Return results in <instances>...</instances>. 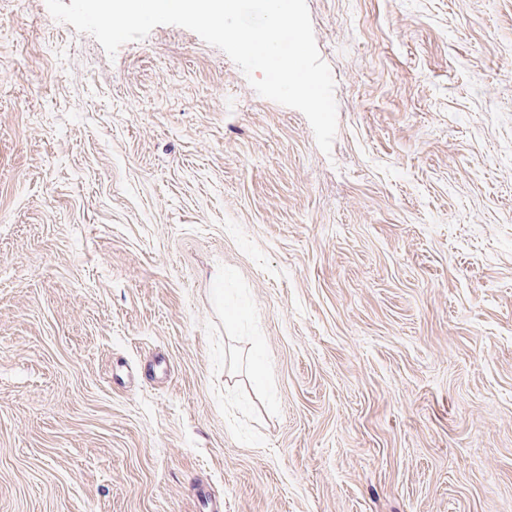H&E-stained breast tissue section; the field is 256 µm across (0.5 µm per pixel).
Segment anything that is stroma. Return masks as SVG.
Returning a JSON list of instances; mask_svg holds the SVG:
<instances>
[{
  "instance_id": "stroma-1",
  "label": "stroma",
  "mask_w": 512,
  "mask_h": 512,
  "mask_svg": "<svg viewBox=\"0 0 512 512\" xmlns=\"http://www.w3.org/2000/svg\"><path fill=\"white\" fill-rule=\"evenodd\" d=\"M307 5L328 154L0 0V512H512V0Z\"/></svg>"
}]
</instances>
